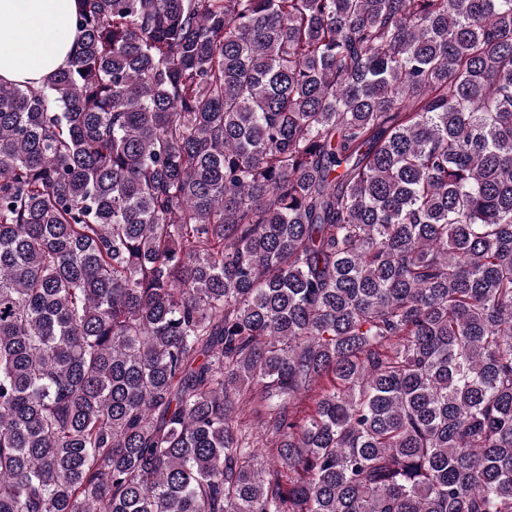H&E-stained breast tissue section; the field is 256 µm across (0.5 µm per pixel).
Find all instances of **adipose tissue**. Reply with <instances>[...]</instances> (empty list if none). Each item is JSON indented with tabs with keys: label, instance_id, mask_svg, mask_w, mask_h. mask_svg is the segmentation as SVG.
<instances>
[{
	"label": "adipose tissue",
	"instance_id": "adipose-tissue-1",
	"mask_svg": "<svg viewBox=\"0 0 512 512\" xmlns=\"http://www.w3.org/2000/svg\"><path fill=\"white\" fill-rule=\"evenodd\" d=\"M77 0H0V82L43 86L75 39Z\"/></svg>",
	"mask_w": 512,
	"mask_h": 512
}]
</instances>
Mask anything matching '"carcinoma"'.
Returning a JSON list of instances; mask_svg holds the SVG:
<instances>
[{
	"mask_svg": "<svg viewBox=\"0 0 512 512\" xmlns=\"http://www.w3.org/2000/svg\"><path fill=\"white\" fill-rule=\"evenodd\" d=\"M75 33L0 83V512H512V0Z\"/></svg>",
	"mask_w": 512,
	"mask_h": 512,
	"instance_id": "obj_1",
	"label": "carcinoma"
}]
</instances>
